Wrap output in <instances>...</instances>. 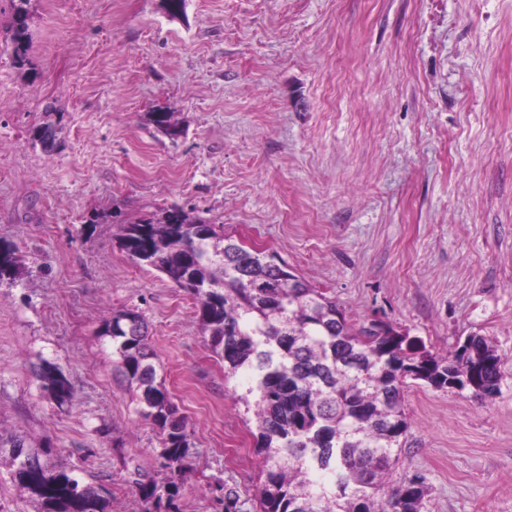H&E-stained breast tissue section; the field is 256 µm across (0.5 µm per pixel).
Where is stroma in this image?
<instances>
[{
	"mask_svg": "<svg viewBox=\"0 0 512 512\" xmlns=\"http://www.w3.org/2000/svg\"><path fill=\"white\" fill-rule=\"evenodd\" d=\"M0 0V432L50 442L141 512L159 435L100 335L141 314L194 443L180 512L215 483L256 512L263 457L206 348L194 298L121 249L117 218L180 208L282 258L347 319L388 321L449 355L501 356L500 395L420 381L390 485L420 474L422 512H512V0H30L25 65ZM171 114L180 133L152 123ZM57 124L44 151L33 127ZM75 387L57 406L32 369Z\"/></svg>",
	"mask_w": 512,
	"mask_h": 512,
	"instance_id": "1",
	"label": "stroma"
}]
</instances>
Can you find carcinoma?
Instances as JSON below:
<instances>
[{"instance_id":"1","label":"carcinoma","mask_w":512,"mask_h":512,"mask_svg":"<svg viewBox=\"0 0 512 512\" xmlns=\"http://www.w3.org/2000/svg\"><path fill=\"white\" fill-rule=\"evenodd\" d=\"M12 55L24 65L30 47L29 0H13ZM156 127L180 133L171 116L158 112ZM44 150L56 146L51 124L33 128ZM121 247L138 263L164 274L190 293L213 357L224 377L249 374L241 400L253 411L258 453L265 459L257 488L259 512H422L424 478L388 485L409 422L404 409L407 380L435 389L467 391L481 402L495 398L501 357L478 335L454 354H434L423 341L397 333L388 323L349 322L336 302L285 262L249 248L180 208L159 218L120 224ZM16 250L0 247V282L16 278ZM112 340L121 372L136 387L138 413L160 435L157 458L164 481L133 479L142 512H179L180 477L190 468L193 442L163 381L143 317L116 311L101 329ZM43 389L58 404L74 398L71 380L47 362L37 371ZM20 496L39 512H112L109 493L84 483L68 467L48 469L22 434L3 437Z\"/></svg>"}]
</instances>
